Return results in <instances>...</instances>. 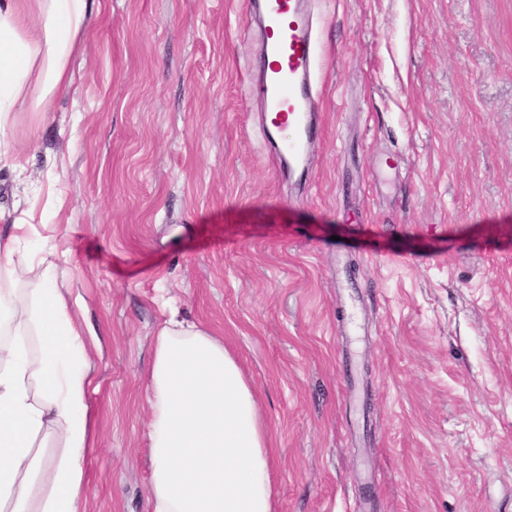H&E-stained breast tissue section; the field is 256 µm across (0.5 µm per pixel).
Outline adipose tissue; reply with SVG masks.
I'll return each mask as SVG.
<instances>
[{
    "mask_svg": "<svg viewBox=\"0 0 512 512\" xmlns=\"http://www.w3.org/2000/svg\"><path fill=\"white\" fill-rule=\"evenodd\" d=\"M87 0L0 7V141L34 64L46 90L71 85ZM31 226L0 233V512H84L88 338L57 282L56 252L29 248ZM38 282L27 299L19 286ZM149 512H272V439L255 392L221 338L170 312L147 374ZM66 450L48 459L41 441ZM51 485L37 492L43 470Z\"/></svg>",
    "mask_w": 512,
    "mask_h": 512,
    "instance_id": "adipose-tissue-1",
    "label": "adipose tissue"
}]
</instances>
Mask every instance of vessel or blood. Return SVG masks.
I'll return each instance as SVG.
<instances>
[{"instance_id":"b4317fda","label":"vessel or blood","mask_w":512,"mask_h":512,"mask_svg":"<svg viewBox=\"0 0 512 512\" xmlns=\"http://www.w3.org/2000/svg\"><path fill=\"white\" fill-rule=\"evenodd\" d=\"M305 4L306 0H257L263 16L264 52L270 61L255 92L271 114L270 125L292 131L284 144L292 169L306 167V148L318 132V115L311 109L308 93L315 39Z\"/></svg>"}]
</instances>
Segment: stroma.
Masks as SVG:
<instances>
[{"mask_svg": "<svg viewBox=\"0 0 512 512\" xmlns=\"http://www.w3.org/2000/svg\"><path fill=\"white\" fill-rule=\"evenodd\" d=\"M312 8L305 184L248 0H90L72 84L23 87L0 211L69 250L94 335L84 512H148L161 294L251 382L273 512H512V0Z\"/></svg>", "mask_w": 512, "mask_h": 512, "instance_id": "stroma-1", "label": "stroma"}]
</instances>
